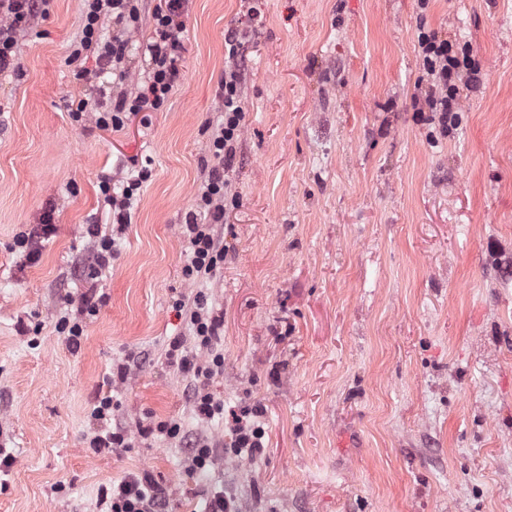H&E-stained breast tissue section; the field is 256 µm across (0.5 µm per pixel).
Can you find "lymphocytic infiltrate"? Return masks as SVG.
<instances>
[{
    "label": "lymphocytic infiltrate",
    "mask_w": 512,
    "mask_h": 512,
    "mask_svg": "<svg viewBox=\"0 0 512 512\" xmlns=\"http://www.w3.org/2000/svg\"><path fill=\"white\" fill-rule=\"evenodd\" d=\"M82 37L77 48L68 57L69 64L77 65L79 79H88L91 73L112 70L118 79H125L122 63L126 44L122 41L104 42L100 39L101 20L112 17L128 29L136 31L141 25L140 0H81ZM44 0H0V71L19 69L16 55L17 33L22 25L43 14ZM181 0H164L152 15L151 31L143 43V52L149 57L150 70L144 87L134 98L118 97L111 106L102 102L78 101L72 111L74 120H81L84 113H92L95 124L102 129L121 130L128 116L135 112L161 110L180 80L177 52L181 46L180 29L174 18L181 11ZM224 45L228 63L218 86V98L224 112L210 140V166L206 179L193 209L185 215L182 233L187 242L189 261L183 275L190 281H204L217 276L224 268V239L216 229L224 221V198L228 183L224 173L236 158V145L244 128L245 113L241 105V61L244 44L237 30H228ZM418 46L429 78V90L425 102L430 111L439 115L441 125L454 123L460 110L462 71L472 70L467 52L458 50L448 39L432 31L418 35ZM94 57L95 69L84 67L86 57ZM149 177L147 171H139L121 190H114L109 177H102L99 190L110 207L113 223H129V209L136 192ZM177 313L190 325L193 332L194 351H186L181 339L169 343L167 355L175 360L181 373L189 382L188 397L196 415L213 419L223 415L224 404L209 392L210 381L224 372V347L221 334L224 320L214 308L209 307L203 293L177 300ZM206 353V361H199V353ZM90 417L100 429L90 440V445L101 453L128 447V437L122 431L107 429L112 418V399L105 396L94 404ZM143 435L159 434L170 439H183L188 448L190 470L205 469L214 460L210 444L187 438L179 422L161 421L153 427H145ZM166 494L156 486L149 475H129L113 486L107 512H164Z\"/></svg>",
    "instance_id": "obj_1"
}]
</instances>
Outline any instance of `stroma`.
<instances>
[{
  "label": "stroma",
  "instance_id": "35a3bbf8",
  "mask_svg": "<svg viewBox=\"0 0 512 512\" xmlns=\"http://www.w3.org/2000/svg\"><path fill=\"white\" fill-rule=\"evenodd\" d=\"M180 19L182 80L117 132L70 109L139 91L148 29L105 18L128 75L79 81L81 2L50 0L17 35L20 70L0 72V448L16 458L0 512H104L142 472L168 512H207L216 491L237 512H512V0H184ZM233 25L249 43L224 269L195 283L182 224ZM423 27L479 68L448 128L422 108ZM143 167L113 232L98 184ZM47 213L56 231L24 262L14 238ZM90 224L115 240L94 280ZM199 292L224 316L210 390L226 414L208 421L166 356L193 342L175 300ZM67 294L97 304L76 349L55 329L78 317ZM107 393L129 445L99 454L89 412ZM257 405L263 451L228 450L233 414ZM168 419L218 447L214 463L189 472L181 442L141 436Z\"/></svg>",
  "mask_w": 512,
  "mask_h": 512
}]
</instances>
